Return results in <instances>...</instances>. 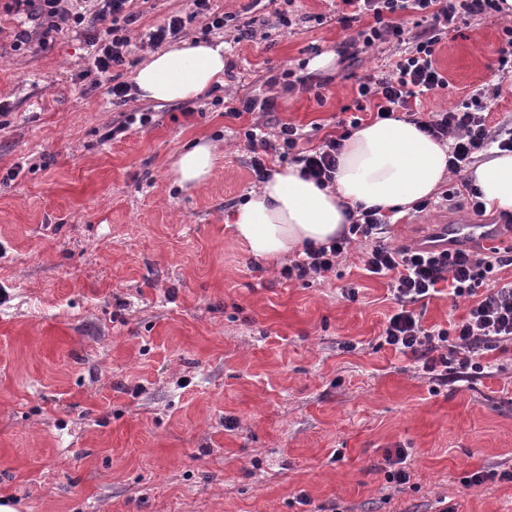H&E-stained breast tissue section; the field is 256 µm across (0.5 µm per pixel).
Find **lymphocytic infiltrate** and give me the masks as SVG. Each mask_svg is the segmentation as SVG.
<instances>
[{
  "label": "lymphocytic infiltrate",
  "mask_w": 512,
  "mask_h": 512,
  "mask_svg": "<svg viewBox=\"0 0 512 512\" xmlns=\"http://www.w3.org/2000/svg\"><path fill=\"white\" fill-rule=\"evenodd\" d=\"M69 0H11L9 8L41 22L38 36L22 32L21 44L31 40L49 42L64 26L83 29L94 47L93 65L98 85L106 86L115 105H126L130 88L122 82L119 67L126 62L130 40L127 32L139 15L133 11L134 0H88L81 12L71 11ZM345 14L338 23L350 26L362 17L371 22L347 41L348 48L371 47L375 43L394 42L400 55L390 74L367 75L357 83L358 102L375 110L377 119L393 118L404 111L408 122L448 146V166L460 176V185L475 213H485L480 192L465 179L464 173L479 154L497 148L512 152V128L494 131L487 124L482 102L468 99L440 112L417 110L426 95L447 89L448 80L436 65V47L451 25L466 17H477L501 9V0H341ZM405 12L420 15L423 26L413 36H406L399 16ZM359 119L348 128L326 134L319 145L302 147L305 134L293 123H283L276 135H268L259 126L246 128L244 137L253 156L251 169L256 180L269 173L268 156L289 158L299 165L302 175L326 188L332 185L337 155ZM347 232L316 248H306L304 257L281 270L285 280H302L335 268L338 258L352 240L363 247V266L368 275L385 279L387 291L397 304L379 336L380 346L412 357L426 372L438 373L447 380V368L461 375L480 374L484 366L478 360L484 350L512 345V281L501 283L497 269L512 266L510 255H480L469 249L455 251L395 246L390 242L392 217L380 209L362 205L347 207ZM448 295L467 299L470 306L460 322L443 328L424 327L414 310L425 299Z\"/></svg>",
  "instance_id": "obj_1"
}]
</instances>
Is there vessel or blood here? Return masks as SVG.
Instances as JSON below:
<instances>
[{
	"label": "vessel or blood",
	"mask_w": 512,
	"mask_h": 512,
	"mask_svg": "<svg viewBox=\"0 0 512 512\" xmlns=\"http://www.w3.org/2000/svg\"><path fill=\"white\" fill-rule=\"evenodd\" d=\"M425 246L439 250H454L465 246H477L483 252L512 249V226L487 224L483 220H463L453 224L439 222L424 241Z\"/></svg>",
	"instance_id": "obj_1"
}]
</instances>
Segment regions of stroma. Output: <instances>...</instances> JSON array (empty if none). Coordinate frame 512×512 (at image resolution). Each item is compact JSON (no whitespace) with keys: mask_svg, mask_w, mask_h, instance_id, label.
Here are the masks:
<instances>
[{"mask_svg":"<svg viewBox=\"0 0 512 512\" xmlns=\"http://www.w3.org/2000/svg\"><path fill=\"white\" fill-rule=\"evenodd\" d=\"M0 0V495L21 512H512V351L483 374L440 381L380 346L396 306L351 245L333 271L303 280L260 265L230 215L258 184L244 131L290 122L313 143L355 115L356 80L396 60L385 43L350 59L332 0H212L253 6L262 37L220 38L223 85L164 106L133 99L153 123L109 140L120 109L95 83L82 30L17 46L37 20ZM122 81L149 55L136 41L191 0H136ZM289 11L291 29L278 14ZM512 21H460L437 47L447 109L487 102L512 119V75L498 49ZM314 86L283 73L320 55ZM274 99L271 112L225 116L222 97ZM196 137L216 143L209 182L174 186L171 164ZM444 183L446 208L401 214L396 245L419 244L444 217L470 213ZM354 285L357 301L340 289ZM354 351H344V343ZM404 450L408 483H387ZM490 480L468 484L472 473ZM307 504H300V497Z\"/></svg>","mask_w":512,"mask_h":512,"instance_id":"35a3bbf8","label":"stroma"}]
</instances>
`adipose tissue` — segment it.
Listing matches in <instances>:
<instances>
[{"mask_svg": "<svg viewBox=\"0 0 512 512\" xmlns=\"http://www.w3.org/2000/svg\"><path fill=\"white\" fill-rule=\"evenodd\" d=\"M224 67L223 42H182L152 54L132 81L141 99L164 105L223 84ZM215 157L211 142L191 143L172 165L175 185H204ZM448 174L446 146L406 120H379L361 125L345 141L332 187L302 178L298 166L276 168L237 206L233 227L251 256L272 262L340 235L345 205L408 208L432 196ZM468 176L487 210L512 214V152H496Z\"/></svg>", "mask_w": 512, "mask_h": 512, "instance_id": "adipose-tissue-1", "label": "adipose tissue"}]
</instances>
